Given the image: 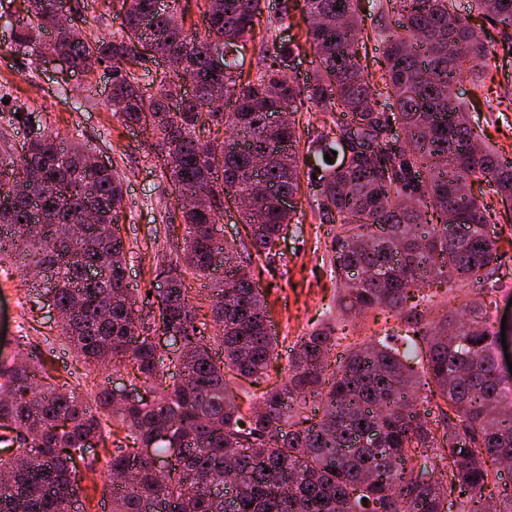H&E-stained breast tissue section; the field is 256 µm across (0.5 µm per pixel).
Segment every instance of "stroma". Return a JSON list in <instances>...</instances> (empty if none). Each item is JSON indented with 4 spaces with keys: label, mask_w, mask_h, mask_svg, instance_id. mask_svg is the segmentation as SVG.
I'll use <instances>...</instances> for the list:
<instances>
[{
    "label": "stroma",
    "mask_w": 512,
    "mask_h": 512,
    "mask_svg": "<svg viewBox=\"0 0 512 512\" xmlns=\"http://www.w3.org/2000/svg\"><path fill=\"white\" fill-rule=\"evenodd\" d=\"M460 13L468 14L480 37L494 55L488 66L482 105L469 116L482 143L512 152V49L505 47L502 27L469 12L468 0H456ZM112 89V67L105 64L86 74L70 69L53 55L35 59L0 58V129H7L14 146L33 132L53 131L86 142L104 164L124 179L120 233L126 244V276L138 304L163 288L161 270L183 243L185 229L176 225L167 233V216L177 206V194L157 169L153 139L143 125H126L105 107ZM29 107L28 124L17 122L15 106ZM313 189L301 186L296 198L299 232L280 244L287 263L249 271L264 294L270 327L278 339L280 379H287L288 352L299 336L317 327L336 296V281L328 270L329 225L313 208ZM484 202L499 218L494 231L497 264L506 287L497 296L492 329L504 330L507 352L512 355V208L492 192ZM26 336L28 353L52 360L58 383L92 398L98 385L130 390V365L102 369L76 357L61 333V320L52 306L29 293L19 271L0 268V354H12L18 336Z\"/></svg>",
    "instance_id": "35a3bbf8"
}]
</instances>
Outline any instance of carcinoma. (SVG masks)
I'll list each match as a JSON object with an SVG mask.
<instances>
[{
    "label": "carcinoma",
    "mask_w": 512,
    "mask_h": 512,
    "mask_svg": "<svg viewBox=\"0 0 512 512\" xmlns=\"http://www.w3.org/2000/svg\"><path fill=\"white\" fill-rule=\"evenodd\" d=\"M398 6L384 51L381 80L395 109L376 106V86L360 48L364 27L357 0H282L281 20L294 22L316 59L306 82L321 112V131L306 155L296 151L292 118L300 88L290 75L293 44L260 39L261 64L243 76L238 43L256 36L266 0H203L207 29L190 35L173 26L180 0H124L121 29L89 40L79 0H22L14 11L10 54L64 52L69 67L89 72L112 64L107 108L129 123L151 117L161 176L181 195L187 229L181 256L168 265L171 288L136 313L125 277V243L100 225L117 224L123 178L97 163L89 144L43 133L15 151L0 133V235L21 272L45 268L47 301L66 312L62 333L93 365L133 364L148 388L128 406L102 387L89 403L50 382L47 363L16 354L0 361V512H74L79 463L106 444L108 416L126 430L105 450L112 475L110 512H512V487L494 501L482 491L491 479L486 458L512 460V376L498 370L499 333L485 326L504 285L493 262L492 212L472 192L486 182L512 204V155L480 146L454 88L471 75L472 98L483 83L478 60L486 48L453 0H372ZM471 9L512 30V0H473ZM65 10L76 22L46 44L41 35ZM0 46V51L5 49ZM185 60L155 70L145 94L134 67L149 58ZM188 83L192 95L177 88ZM233 99V112H221ZM291 119L273 124L269 116ZM227 119L237 139H200L205 118ZM400 127L404 141L392 137ZM332 156L327 163L324 155ZM315 188L321 218L332 225L330 268L342 289L339 311L386 308L404 336L374 333L354 343L331 367L330 354L347 339L329 323L297 339L288 356V383L269 388L242 408L233 384L263 379L275 359L266 303L243 263L275 264L273 246L293 231L302 167ZM214 203L200 207L196 197ZM248 197L240 209L250 226L245 262L215 237L224 201ZM51 217L39 223L40 211ZM93 214L95 222H86ZM467 226L463 243L448 221ZM224 360L195 331L183 274L208 277ZM448 291L468 289L469 318L445 313L432 320L431 278ZM168 337L163 352L156 338ZM426 342L422 371L411 366V344ZM179 380L166 381L167 370ZM430 388L442 429L430 427L411 393ZM318 409L306 414L311 405ZM155 454L178 449L167 475ZM433 457L437 478L422 484L412 450ZM233 488L234 508L211 491Z\"/></svg>",
    "instance_id": "obj_1"
}]
</instances>
